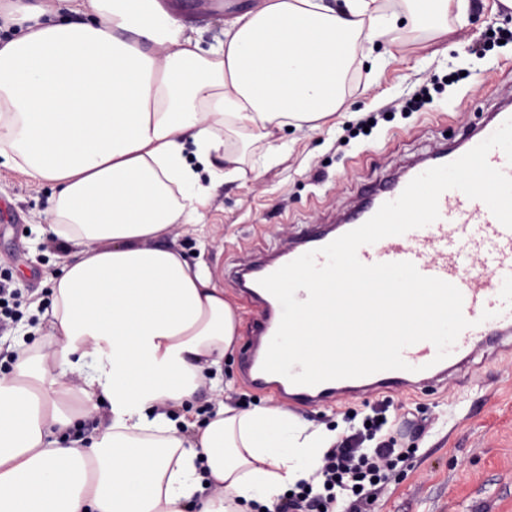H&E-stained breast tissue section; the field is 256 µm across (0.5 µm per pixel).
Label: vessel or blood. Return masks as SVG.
<instances>
[{
    "label": "vessel or blood",
    "instance_id": "obj_1",
    "mask_svg": "<svg viewBox=\"0 0 512 512\" xmlns=\"http://www.w3.org/2000/svg\"><path fill=\"white\" fill-rule=\"evenodd\" d=\"M511 117V107L494 112L478 133L465 141L464 148L472 149ZM416 175V170H408L368 191L336 227L307 225L293 245L280 249L272 260L246 269L245 293L260 312L241 364L248 386L274 390L281 398L305 406L329 405L347 398L366 399L384 389H413L425 381H447L485 346H499L512 337V295L501 290L502 284L512 282V229L505 228L483 201L451 189L439 198V217L435 222L358 250V258L364 264L409 261L421 274L440 278L459 288L463 295V315L470 325L459 334L447 358L437 360L435 346L421 341L403 350L407 364L403 370H385L314 386L296 385L283 376L263 371L268 345L281 319V306L260 286V279L362 225L382 204L396 199ZM486 311L491 314L487 320L482 317Z\"/></svg>",
    "mask_w": 512,
    "mask_h": 512
}]
</instances>
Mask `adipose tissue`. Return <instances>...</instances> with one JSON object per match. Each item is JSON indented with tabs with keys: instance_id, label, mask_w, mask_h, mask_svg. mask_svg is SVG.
<instances>
[{
	"instance_id": "obj_1",
	"label": "adipose tissue",
	"mask_w": 512,
	"mask_h": 512,
	"mask_svg": "<svg viewBox=\"0 0 512 512\" xmlns=\"http://www.w3.org/2000/svg\"><path fill=\"white\" fill-rule=\"evenodd\" d=\"M0 21V165L51 189L67 255L33 342L0 377V512H249L318 484L337 432L216 400L239 316L172 229L201 223L226 136L281 150L344 102L394 18L377 0H265L202 46L162 0H10ZM202 160L196 171L188 155ZM98 433L76 434L98 408Z\"/></svg>"
}]
</instances>
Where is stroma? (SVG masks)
<instances>
[{"label": "stroma", "mask_w": 512, "mask_h": 512, "mask_svg": "<svg viewBox=\"0 0 512 512\" xmlns=\"http://www.w3.org/2000/svg\"><path fill=\"white\" fill-rule=\"evenodd\" d=\"M204 43L221 37L224 13L209 0H163ZM512 32V10L500 0H477L465 27L449 20L448 32L425 38L422 28L396 25L374 40V60H355L353 86L336 115L320 128L284 131L291 148L269 162L266 142L243 136L238 146L245 173L210 186L201 224L178 227L179 246L195 254L239 308L237 344L224 362V382L234 405L278 403L272 392L248 387L240 365L256 312L233 273L255 255L284 247L304 225L333 224L368 187L410 165L433 147L456 143L478 127L502 99L512 96V39L488 41L489 30ZM488 42L484 58L467 62L465 45ZM467 69L464 79L442 86L421 112L396 105L431 76ZM378 114L370 135L359 122ZM48 187L0 166V269L24 297L16 321L0 333V374L10 375L19 332L34 324L30 305L51 297L50 273L63 253L42 230L50 223ZM385 410L386 432L399 447L414 449L397 466L378 499L364 512H512V349L476 357L443 384L404 394L382 391L367 401L300 406L298 416L331 428L362 426L373 410Z\"/></svg>", "instance_id": "1"}]
</instances>
